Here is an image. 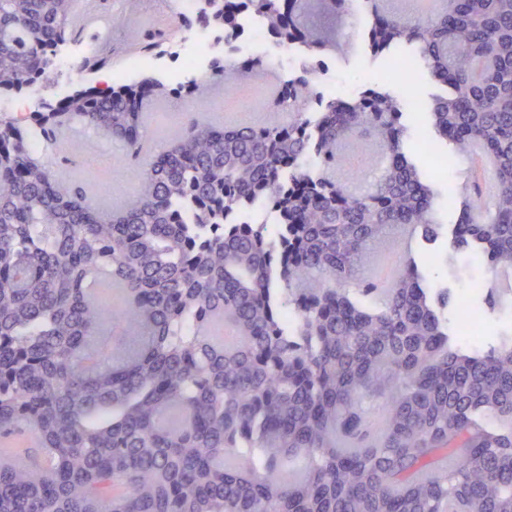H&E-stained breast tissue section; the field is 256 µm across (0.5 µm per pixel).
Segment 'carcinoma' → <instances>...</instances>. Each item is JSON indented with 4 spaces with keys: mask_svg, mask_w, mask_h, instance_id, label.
<instances>
[{
    "mask_svg": "<svg viewBox=\"0 0 512 512\" xmlns=\"http://www.w3.org/2000/svg\"><path fill=\"white\" fill-rule=\"evenodd\" d=\"M306 2L202 0L196 20L229 32L246 7L279 45L316 56L335 42ZM363 7L372 55L410 44L445 88L429 106L436 136L493 162L499 191L482 204L471 182L454 244L512 270V0H445L426 21ZM70 9L0 0V93L49 77ZM241 68L264 65L212 62L227 80ZM286 86L288 127L193 125L112 213L0 118V433L22 424L51 455L0 462V512H512V330L486 350L454 342L449 289L411 257L388 288L345 287L390 227L429 241L443 229L436 180L403 147L402 100L381 86L327 100L303 74ZM156 91L153 76L97 98L75 89L58 124L31 119L133 149ZM359 129L385 152L351 192L333 171ZM260 199L261 218L232 221ZM106 279L131 300L88 370Z\"/></svg>",
    "mask_w": 512,
    "mask_h": 512,
    "instance_id": "1",
    "label": "carcinoma"
}]
</instances>
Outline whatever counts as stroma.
Instances as JSON below:
<instances>
[{
	"instance_id": "stroma-1",
	"label": "stroma",
	"mask_w": 512,
	"mask_h": 512,
	"mask_svg": "<svg viewBox=\"0 0 512 512\" xmlns=\"http://www.w3.org/2000/svg\"><path fill=\"white\" fill-rule=\"evenodd\" d=\"M151 27L172 29L173 35L160 48L141 55L140 71L165 78L180 51V36L186 25L169 14L151 10L131 12L126 28L113 32L109 71L127 73V61L136 54L135 44L142 31ZM360 28L359 20L348 13L334 17L327 27L338 44L336 51L326 56L332 67L328 96L354 95L379 84L399 98L410 96L425 104L441 94V86L420 68H413V82L400 80L393 71V56H373L357 37ZM287 78V70L271 68L258 78L238 77L239 89L248 93L240 102L224 97V81L220 78L211 79L208 94L200 103L176 95L145 102L143 110L150 113L152 119L143 126L139 150L134 156L129 155L123 141L76 123L61 143L43 141L37 157L50 168L64 170L69 181L89 186L92 205H99L106 199L115 211L127 196L136 192L152 157L183 136L192 123L276 126L287 122L288 112L268 106L269 99L279 96L280 87ZM437 148L439 154L448 159V175L438 183L437 206L444 225L439 238L431 244L420 232L400 226L391 228L374 243L375 258L361 274L374 278L387 259H397L409 252L415 257L426 282L447 284L453 298H463L469 306L483 308L482 294L470 292L467 286L469 279L480 276L481 270L471 264L467 252L455 248L451 235L460 210V195L466 187L468 168L462 158L455 156L452 145L441 142Z\"/></svg>"
}]
</instances>
